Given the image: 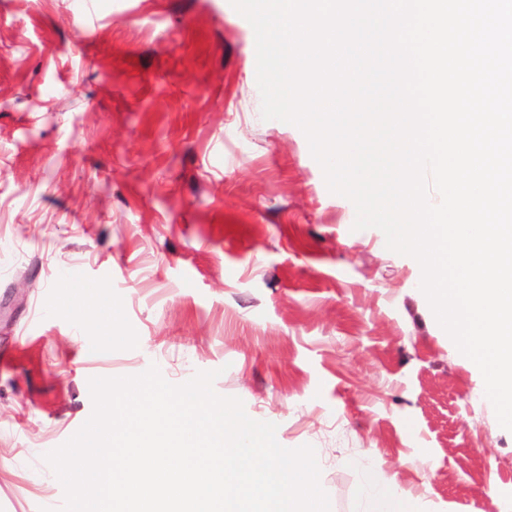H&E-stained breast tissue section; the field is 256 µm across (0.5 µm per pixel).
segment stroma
Masks as SVG:
<instances>
[{
  "instance_id": "obj_1",
  "label": "stroma",
  "mask_w": 512,
  "mask_h": 512,
  "mask_svg": "<svg viewBox=\"0 0 512 512\" xmlns=\"http://www.w3.org/2000/svg\"><path fill=\"white\" fill-rule=\"evenodd\" d=\"M0 0V512H60L47 455L91 380L157 366L312 447L330 512L366 475L417 512H512V432L423 270L354 229L266 120L231 0ZM100 309H73L85 296Z\"/></svg>"
}]
</instances>
